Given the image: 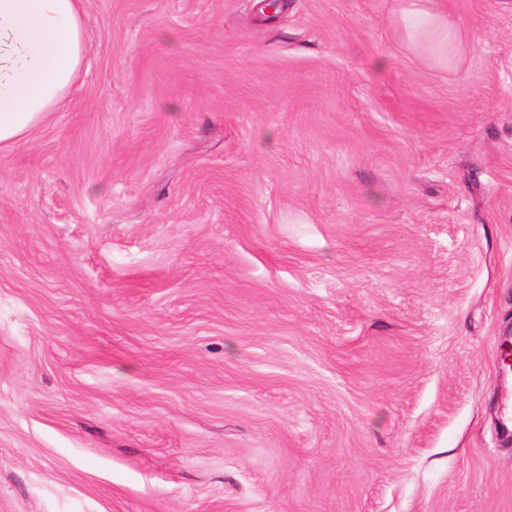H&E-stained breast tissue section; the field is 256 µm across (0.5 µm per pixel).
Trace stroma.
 Listing matches in <instances>:
<instances>
[{"instance_id": "35a3bbf8", "label": "stroma", "mask_w": 512, "mask_h": 512, "mask_svg": "<svg viewBox=\"0 0 512 512\" xmlns=\"http://www.w3.org/2000/svg\"><path fill=\"white\" fill-rule=\"evenodd\" d=\"M82 0L0 149V512H512V0ZM400 11V19L409 40H421L429 44L440 56L448 59V38L459 27L448 24V19L438 13L419 8L414 2Z\"/></svg>"}]
</instances>
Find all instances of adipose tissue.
Returning <instances> with one entry per match:
<instances>
[{"label": "adipose tissue", "instance_id": "ef3b65f1", "mask_svg": "<svg viewBox=\"0 0 512 512\" xmlns=\"http://www.w3.org/2000/svg\"><path fill=\"white\" fill-rule=\"evenodd\" d=\"M81 0H0V147L30 134L45 113L65 105L86 44ZM408 39L448 55L454 25L409 4L400 12Z\"/></svg>", "mask_w": 512, "mask_h": 512}]
</instances>
